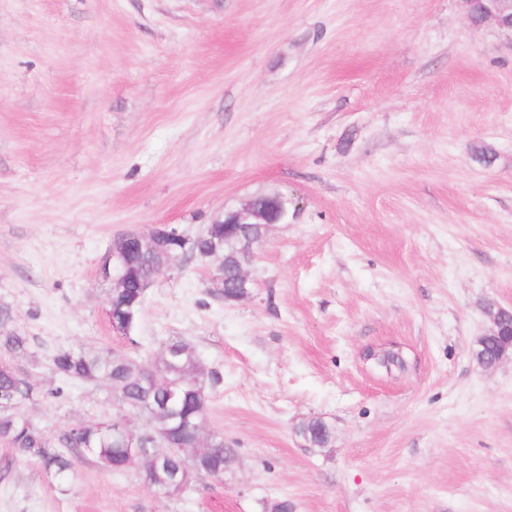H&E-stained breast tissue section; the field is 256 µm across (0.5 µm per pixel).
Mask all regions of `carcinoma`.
Segmentation results:
<instances>
[{
	"label": "carcinoma",
	"instance_id": "cac0c4a2",
	"mask_svg": "<svg viewBox=\"0 0 512 512\" xmlns=\"http://www.w3.org/2000/svg\"><path fill=\"white\" fill-rule=\"evenodd\" d=\"M9 311L0 307V349L15 357L31 354L30 339L24 333L8 327ZM178 347L182 355L174 360L167 347ZM55 373L65 381L86 383L106 382L118 395L122 408L146 416L151 429L143 434L141 447L162 448L169 443L179 447V455L169 460V468L180 470L181 459L194 456L197 468L187 477V490H192L202 478L224 479V464H232L235 451L224 444V436L213 435L212 447L199 448L194 427L206 418L209 407L207 381H219L205 371L194 350L183 340L170 339L144 358L116 359L109 350L59 349L51 359ZM62 388L40 392L29 380L8 363H0V402L9 405L0 409V437L20 452L34 457L45 470L59 478L74 473V460L90 456L102 468L116 471L127 466L128 449L112 435V422L85 421L70 427L57 440L49 438L36 427L20 407L39 397H57ZM313 441L311 446L322 448L329 435L327 425L319 420L308 422ZM68 449V453L58 447Z\"/></svg>",
	"mask_w": 512,
	"mask_h": 512
}]
</instances>
